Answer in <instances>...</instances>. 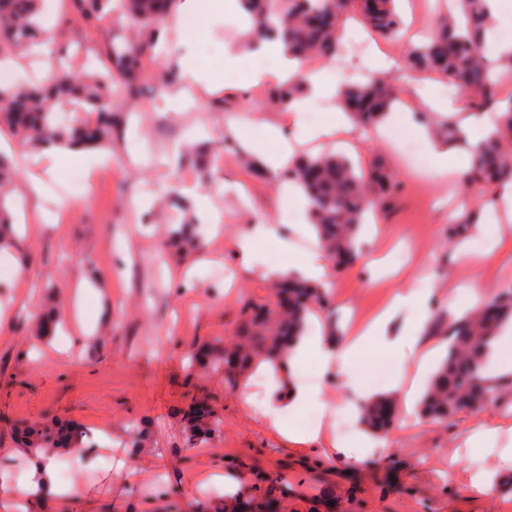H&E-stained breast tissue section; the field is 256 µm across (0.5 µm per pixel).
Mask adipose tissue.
<instances>
[{"label": "adipose tissue", "mask_w": 512, "mask_h": 512, "mask_svg": "<svg viewBox=\"0 0 512 512\" xmlns=\"http://www.w3.org/2000/svg\"><path fill=\"white\" fill-rule=\"evenodd\" d=\"M252 54L259 61L251 75L253 82H283L302 71L300 60L282 41L255 43ZM327 264L325 252L315 248L307 251L298 261H287L266 268L263 275L271 280L296 276L319 284L325 280ZM420 300V295L412 291L398 293L362 326L358 338L350 344L339 342L336 337L324 334L321 326H314L296 339L291 361L295 364L313 362L326 369H336L351 390L353 401L349 408L354 414L376 393L375 388L362 380L359 374L360 363L374 366L389 361H413V374L407 380H396L393 387L403 396L407 405H414L423 391L428 369L436 358V349L424 334L425 319L403 323L399 316L403 310ZM256 372L266 380L265 399L262 403H255L248 384L244 383L238 388L242 405L248 409L258 408L267 428L292 442L320 439L322 428H314L302 435L284 424L285 417L303 404L319 402V390L303 385L283 386V373L275 371L266 362L257 364Z\"/></svg>", "instance_id": "ef3b65f1"}]
</instances>
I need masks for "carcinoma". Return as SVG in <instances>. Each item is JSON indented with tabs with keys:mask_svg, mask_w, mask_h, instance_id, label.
<instances>
[{
	"mask_svg": "<svg viewBox=\"0 0 512 512\" xmlns=\"http://www.w3.org/2000/svg\"><path fill=\"white\" fill-rule=\"evenodd\" d=\"M112 0H69L82 22L99 26ZM250 19V39H282L302 60L334 58L344 48V21L358 16L369 32L378 37L396 38L403 21L396 0H239ZM174 0H123L129 20V35L122 44L108 41L103 70L70 73L75 51L71 44L55 49L56 72L43 82L29 81L0 91V126L35 148L99 146L111 140L113 126L121 120L112 107L119 98L139 93L145 64L154 59L166 18ZM491 21L486 0H448L442 23L424 41L409 43L404 63L412 72L438 76L465 96L471 109L485 112L495 107L504 74L512 73V57L491 65L486 38ZM46 32L40 0H0V59L13 57L43 45ZM308 76L294 80L270 93L272 101L284 104L305 94ZM403 89L379 75L365 81L347 83L341 89L343 110L355 124L370 127L385 117L401 100ZM414 121L445 139L454 138V123L445 118L435 124L431 113H414ZM19 177L15 163L0 154V247L12 243V220L4 208L5 197ZM466 183L485 185L512 181V108L499 115L494 132L472 148L469 169L462 175ZM275 180L299 188L309 202L312 223L328 259L348 257L356 263L360 256L358 230L367 212L385 205L399 191L394 174L380 165L366 174L351 160L332 153L302 155L279 170ZM191 240L200 244V227L185 222L170 230L169 242L179 245ZM288 308L275 303L280 282L272 284L271 298L261 304L253 300L243 305L236 340L217 349L219 358L208 363L224 368V384L236 389L250 372L256 358L280 369L290 342L306 328V319L315 308L330 310L325 288L306 281H292ZM497 310L488 315L476 305L453 319L436 310L432 326L436 334L450 336L448 353L435 373L422 400L420 415L433 424H446L458 414L479 412L502 399L499 388H487L482 368L491 352L500 325L512 319V288L495 300ZM396 412V400L380 398L362 407V421L374 431L389 427ZM187 439L194 447L224 433V415L210 405L207 396L192 400L185 416ZM85 433L71 428L46 425L27 428L21 437L23 449L49 456L59 448L89 451ZM288 484L278 474L257 470L252 481L224 495V503L210 508L190 505V512H282Z\"/></svg>",
	"mask_w": 512,
	"mask_h": 512,
	"instance_id": "carcinoma-1",
	"label": "carcinoma"
}]
</instances>
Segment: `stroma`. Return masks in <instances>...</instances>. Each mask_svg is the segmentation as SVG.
Returning <instances> with one entry per match:
<instances>
[{
  "label": "stroma",
  "instance_id": "1",
  "mask_svg": "<svg viewBox=\"0 0 512 512\" xmlns=\"http://www.w3.org/2000/svg\"><path fill=\"white\" fill-rule=\"evenodd\" d=\"M399 9L407 26L399 39L369 37L360 23L346 20L352 47L344 64L312 60L304 73L344 82L358 78L375 52L402 61L410 35H428L435 26L439 5L401 0ZM246 29L236 7L194 17L175 9L165 30L166 55L147 67L141 95L115 101L116 109L130 112L129 125L113 134L110 148L89 150L90 158L102 160L92 172L55 162L41 148L22 151L23 173L12 195L22 220L19 247L0 252V267L16 270L15 277L0 279V512H25L12 492L37 467L18 447L16 426L54 419L92 430L96 448L110 451L112 462L102 464L95 455L75 466L67 494L49 499L46 512H175L209 491L215 477L230 472L250 482L253 466L286 478L288 512H312L326 487L342 512H512L511 493L493 488L473 499L466 492L474 474L512 472L500 456L512 448V398L459 414L445 426L409 414L389 433L391 454H372L354 466L323 442L277 437L225 387L222 372L189 373L193 347L231 339L244 301L268 297L269 281L259 268L299 258L307 247L291 229L301 214L298 195L255 177L238 159L253 152L262 123L282 111L269 101V85L252 82L251 57L240 55L234 69L224 67L225 46L241 44ZM125 35L122 18L105 19L97 30L75 18L66 31L67 41L93 59L104 37L119 42ZM188 55L202 80L177 115L154 99L158 69L179 66ZM332 109L326 99L299 113L288 135L294 154L334 149L365 169L385 164L400 190L390 206L368 216L361 266L328 270L336 312H315L321 326L336 322L337 333L349 336L352 309L371 315L409 288L457 316L473 303V282H482L486 299L512 286V259L485 256L492 242L512 235V221L498 212L499 188L467 187L439 173L413 122L397 128L416 145L422 164L414 170L406 150L357 127L302 141L301 127L322 123ZM34 177L43 183V196L27 189ZM200 192L223 215V237L206 238L199 252L167 251L170 225L194 215L208 221L197 207ZM462 195L483 214L498 216L486 235L469 239L465 260L449 244ZM157 200L162 206L155 223H142ZM43 210L50 214L44 222L38 219ZM260 223L274 227L276 236L258 244L255 268L247 271L233 244ZM283 240L295 241V250L283 253ZM379 256L384 265H375ZM292 380L320 388L332 404L331 420L346 427L340 442L359 453L343 378L307 363L294 367ZM201 390L223 414L224 433L190 448L182 411ZM481 424L499 427L493 449L465 441V430ZM137 428L143 434L136 441L131 434Z\"/></svg>",
  "mask_w": 512,
  "mask_h": 512
}]
</instances>
